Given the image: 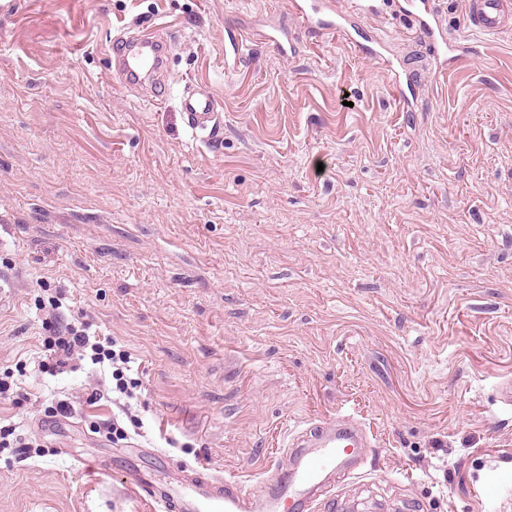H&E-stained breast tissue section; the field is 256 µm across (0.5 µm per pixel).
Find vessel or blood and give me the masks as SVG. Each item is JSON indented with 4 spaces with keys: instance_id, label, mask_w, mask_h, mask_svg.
Returning <instances> with one entry per match:
<instances>
[{
    "instance_id": "vessel-or-blood-1",
    "label": "vessel or blood",
    "mask_w": 512,
    "mask_h": 512,
    "mask_svg": "<svg viewBox=\"0 0 512 512\" xmlns=\"http://www.w3.org/2000/svg\"><path fill=\"white\" fill-rule=\"evenodd\" d=\"M468 27L500 33L512 29V0H467ZM422 40L436 51L462 57L459 46L450 43L442 24L417 19ZM169 45L161 36L117 35L112 42L113 73L129 88L150 81L153 95L168 92L167 58ZM180 107L192 134L210 141L222 129L221 104L209 88L186 83ZM369 441L362 426L345 415L316 424L290 445L287 473L273 475L258 497L239 490L235 481H221L199 469L171 460L160 453L153 459L160 469L173 470L169 480L161 481L137 462L123 468L126 484L150 501L156 512H312L314 505L336 469L357 471L363 461L362 450Z\"/></svg>"
}]
</instances>
